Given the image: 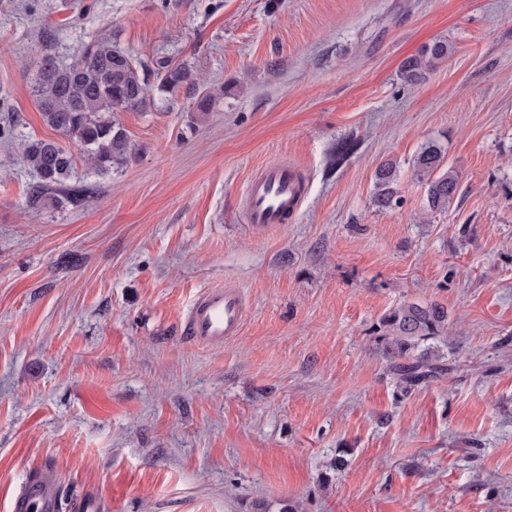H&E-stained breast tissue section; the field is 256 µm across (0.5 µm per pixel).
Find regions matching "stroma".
<instances>
[{
    "label": "stroma",
    "instance_id": "35a3bbf8",
    "mask_svg": "<svg viewBox=\"0 0 512 512\" xmlns=\"http://www.w3.org/2000/svg\"><path fill=\"white\" fill-rule=\"evenodd\" d=\"M100 38L193 80L120 113L136 153L78 161L82 206L32 212L36 64ZM439 38L452 56L404 83ZM429 141L460 180L437 213ZM275 161L306 197L251 227ZM218 285L244 324L202 347L184 316ZM404 301L449 327L447 371L407 388L374 334ZM38 469L65 512H512V0H0V512ZM453 51L447 40H435L425 44L416 55L405 59L400 65V76L404 83L413 85L421 82L439 64L448 60ZM413 175L424 186L427 211L446 210L459 195V175L447 165L444 149L431 141L424 144L413 161ZM397 181L396 167L393 163L382 164L376 172L375 191L373 204L381 210H387L397 205Z\"/></svg>",
    "mask_w": 512,
    "mask_h": 512
}]
</instances>
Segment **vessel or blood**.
Here are the masks:
<instances>
[{
	"instance_id": "1",
	"label": "vessel or blood",
	"mask_w": 512,
	"mask_h": 512,
	"mask_svg": "<svg viewBox=\"0 0 512 512\" xmlns=\"http://www.w3.org/2000/svg\"><path fill=\"white\" fill-rule=\"evenodd\" d=\"M305 183L299 173L285 163L267 165L248 185L245 197L246 223L258 228L286 223L299 209ZM245 317L242 291L232 286L210 288L194 300L185 314L191 339L208 347L223 346L237 336ZM56 488L48 473L33 476L28 487L12 501V512H55Z\"/></svg>"
}]
</instances>
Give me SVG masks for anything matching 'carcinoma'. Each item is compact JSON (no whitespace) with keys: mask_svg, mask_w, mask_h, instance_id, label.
Listing matches in <instances>:
<instances>
[{"mask_svg":"<svg viewBox=\"0 0 512 512\" xmlns=\"http://www.w3.org/2000/svg\"><path fill=\"white\" fill-rule=\"evenodd\" d=\"M453 51L446 40H435L400 65L401 79L421 82ZM191 78L184 66L166 69L150 85L134 59L108 40L83 48L81 58L65 64L48 53L37 63L33 95L43 123L59 134L52 139H28L23 162L33 174L27 195L32 210L79 207L91 188L67 186L80 156L100 177L123 168L135 153L118 112L145 110L154 95L173 94ZM413 175L424 186L427 211L448 209L459 195V175L447 165L444 149L431 141L413 161ZM397 172L390 162L376 172L373 204L387 210L397 205ZM380 351L399 382L412 386L444 370L441 359L448 348V310L436 303L402 302L379 319L376 326Z\"/></svg>","mask_w":512,"mask_h":512,"instance_id":"1","label":"carcinoma"}]
</instances>
